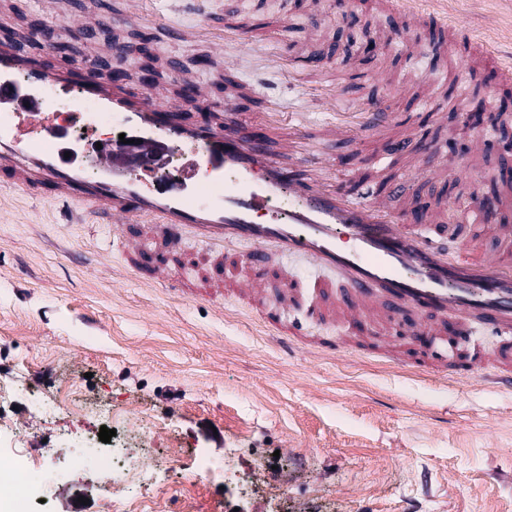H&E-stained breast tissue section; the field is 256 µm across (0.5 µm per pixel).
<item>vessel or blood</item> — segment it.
I'll return each mask as SVG.
<instances>
[{"label":"vessel or blood","mask_w":512,"mask_h":512,"mask_svg":"<svg viewBox=\"0 0 512 512\" xmlns=\"http://www.w3.org/2000/svg\"><path fill=\"white\" fill-rule=\"evenodd\" d=\"M112 78L92 65L72 74L60 67L32 68L20 50L0 51V182L66 205L70 213H105L121 229L161 237L173 249L193 236L208 253L210 283L224 284V251L234 246L253 272L240 280L244 292L259 294L270 253L304 255L333 272L320 289L319 316L343 312L367 327L370 312L399 316L414 312L409 335H424L428 320L471 321L492 335L512 334V225L498 229V246L482 243L474 230L433 223L428 211L411 206L398 214L389 202L410 190L408 179L349 194L328 183L326 173L343 169L341 157L288 141V159L267 147L268 126L242 130L233 121L217 127L197 119L177 122L174 105L150 93L131 100L110 90ZM77 93L79 102L119 116L125 141L96 155V180L82 176L77 157L66 154L51 119L53 97ZM392 120L387 105L364 110L362 125L373 130ZM136 143L128 152L126 140ZM180 146L179 176L151 187ZM388 155L437 158L438 150L399 139ZM288 197L289 208L278 205ZM133 267L151 283L169 280L171 270L152 248L129 250Z\"/></svg>","instance_id":"1"}]
</instances>
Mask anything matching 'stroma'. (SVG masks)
Returning <instances> with one entry per match:
<instances>
[{"mask_svg":"<svg viewBox=\"0 0 512 512\" xmlns=\"http://www.w3.org/2000/svg\"><path fill=\"white\" fill-rule=\"evenodd\" d=\"M390 0H154L159 13L184 25L208 24L228 33L181 39L146 24L135 0H0V25L24 31L21 47L37 64L97 61L138 70L141 36L150 39L159 78L150 91L175 102L178 87L206 90L214 122L233 105L239 124L261 121L266 95L283 114L269 141L280 154L289 133L312 148L352 155L348 191L411 181L408 198L456 223L457 201L500 183L505 204L494 220L479 221L486 241L494 227L512 224V150L495 130L512 84L498 82L512 66V0H444L446 19L429 6L392 12ZM248 29L261 44L245 51L231 32ZM54 30L68 44L58 54L44 40ZM493 46L494 56L483 49ZM336 95L328 112L318 91ZM385 103L396 123L360 132V109ZM488 120L471 128L469 113ZM354 126L353 139L336 134ZM421 138L441 147L443 170L432 175L419 158H387L384 140ZM122 230L98 217L68 220L60 204L0 187V382L17 381L35 405L0 431V462L15 457L19 439L49 435L67 425L88 436L102 465L109 447L102 422L60 408L46 415L43 392L67 393L87 383L138 427L172 418L188 452L223 457L248 448L229 467L239 481L254 474L266 449L279 450L289 500L320 498L325 512H512V388L483 374L457 376L427 368L415 339L396 336L393 322L374 318L356 336L342 316L307 322L326 274L301 257L271 256L266 288L252 298L235 291L247 270L224 261V288L204 285L201 246L187 239L173 262L183 286L150 285L128 267ZM300 286L282 288L283 273ZM265 308L300 335L282 336L261 319ZM188 471L159 464L139 486L100 495L97 472L77 470L66 450L48 456L25 485L38 512H69L75 488H85L88 512H116L119 501L182 490Z\"/></svg>","mask_w":512,"mask_h":512,"instance_id":"stroma-1","label":"stroma"}]
</instances>
